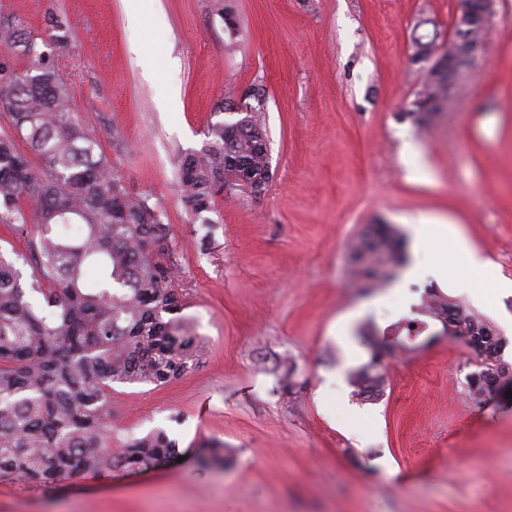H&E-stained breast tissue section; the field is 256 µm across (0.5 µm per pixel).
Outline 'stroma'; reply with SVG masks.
Wrapping results in <instances>:
<instances>
[{
	"instance_id": "35a3bbf8",
	"label": "stroma",
	"mask_w": 512,
	"mask_h": 512,
	"mask_svg": "<svg viewBox=\"0 0 512 512\" xmlns=\"http://www.w3.org/2000/svg\"><path fill=\"white\" fill-rule=\"evenodd\" d=\"M224 2L230 27L214 0H141L144 26L125 0H0L55 58L112 172L161 203L183 315L204 342L176 380L115 385L113 447L157 429L183 450L224 447L209 471L2 476L0 512H512V399H469L471 353L439 321L385 354L373 396L350 383L373 353L362 329L413 317L431 288L487 317L512 365V293L470 295L455 259L442 278L402 272L366 292L348 263L384 223L433 267L451 247L431 234L436 218L512 281V0H496L482 52L423 129L415 39L446 47L459 0ZM239 102L265 116L271 179L192 221L179 164ZM420 167L430 181L410 178Z\"/></svg>"
}]
</instances>
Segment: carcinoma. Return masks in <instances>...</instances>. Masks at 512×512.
<instances>
[{
  "mask_svg": "<svg viewBox=\"0 0 512 512\" xmlns=\"http://www.w3.org/2000/svg\"><path fill=\"white\" fill-rule=\"evenodd\" d=\"M0 50L26 60L0 68V102L15 136L0 137V224L27 238L30 288L0 253V474L47 483L84 472L148 470L181 456L163 431L112 448L108 423L112 385H162L191 368L200 348L174 288L169 226L163 211L129 194L98 152L99 143L71 113L72 94L54 59L37 49L20 17L0 19ZM445 86L424 73L412 102L420 123ZM40 159L34 167L15 137ZM204 147L184 157L179 183L194 218L212 210L226 158L245 166L263 190L271 154L259 111L232 123L211 122ZM350 271L362 288L396 279L404 243L392 224H374L351 247ZM423 313L451 324L449 338L475 355L477 377L466 379L471 400L512 391V369L496 357L504 339L487 319L439 291ZM425 322L399 321L367 335L380 351L352 374L357 387L382 383V358L420 335ZM201 469L224 465V448H201Z\"/></svg>",
  "mask_w": 512,
  "mask_h": 512,
  "instance_id": "1",
  "label": "carcinoma"
}]
</instances>
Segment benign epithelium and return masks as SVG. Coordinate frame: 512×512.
I'll list each match as a JSON object with an SVG mask.
<instances>
[{"instance_id":"benign-epithelium-1","label":"benign epithelium","mask_w":512,"mask_h":512,"mask_svg":"<svg viewBox=\"0 0 512 512\" xmlns=\"http://www.w3.org/2000/svg\"><path fill=\"white\" fill-rule=\"evenodd\" d=\"M493 11L494 0H483L478 6L474 0H461L448 35V49L441 51L432 46L421 56L434 76L446 77L448 86L454 85L468 61L481 48L482 42L476 34L486 27Z\"/></svg>"}]
</instances>
